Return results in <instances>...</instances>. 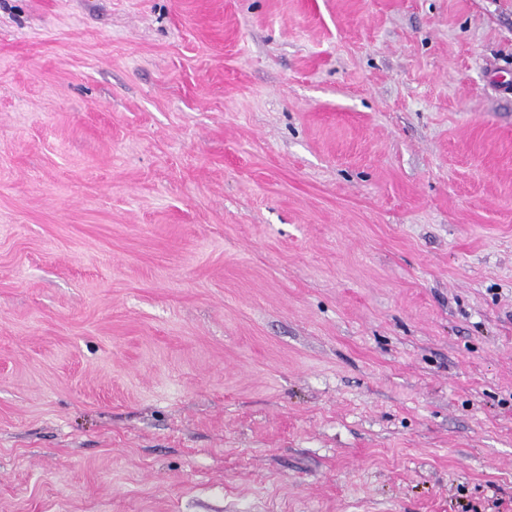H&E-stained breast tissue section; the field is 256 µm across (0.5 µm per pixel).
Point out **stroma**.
<instances>
[{
    "label": "stroma",
    "instance_id": "35a3bbf8",
    "mask_svg": "<svg viewBox=\"0 0 512 512\" xmlns=\"http://www.w3.org/2000/svg\"><path fill=\"white\" fill-rule=\"evenodd\" d=\"M512 0H0V512H512Z\"/></svg>",
    "mask_w": 512,
    "mask_h": 512
}]
</instances>
